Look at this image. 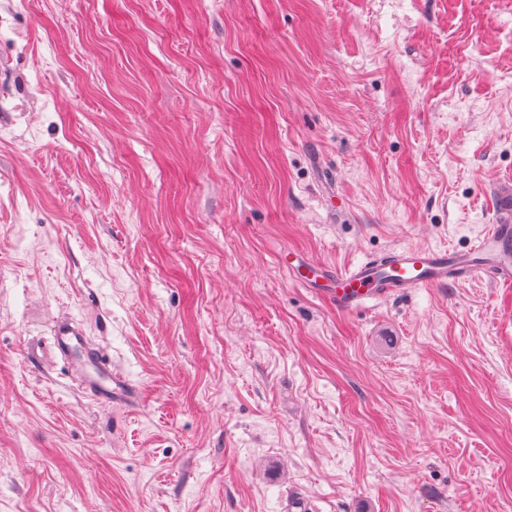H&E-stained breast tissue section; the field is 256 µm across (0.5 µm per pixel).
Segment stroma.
<instances>
[{
  "label": "stroma",
  "instance_id": "stroma-1",
  "mask_svg": "<svg viewBox=\"0 0 512 512\" xmlns=\"http://www.w3.org/2000/svg\"><path fill=\"white\" fill-rule=\"evenodd\" d=\"M511 193L512 0H0V512H512V287L345 312L277 262ZM54 347L66 358L72 359L74 352L82 353V364L76 370L82 388L92 397L101 402L128 397L125 380L112 373V365L105 359L101 349L90 342L80 322L71 318L58 320L54 325ZM96 379H102L108 385Z\"/></svg>",
  "mask_w": 512,
  "mask_h": 512
}]
</instances>
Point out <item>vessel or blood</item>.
I'll use <instances>...</instances> for the list:
<instances>
[{
	"label": "vessel or blood",
	"mask_w": 512,
	"mask_h": 512,
	"mask_svg": "<svg viewBox=\"0 0 512 512\" xmlns=\"http://www.w3.org/2000/svg\"><path fill=\"white\" fill-rule=\"evenodd\" d=\"M505 218L491 225L488 232L468 251L406 249L393 253L389 262L368 261L348 270H338L300 258L287 270L303 286L314 279L327 283L322 296L343 311H354L371 299H385L419 288L441 287L478 276L490 277L512 286V197L501 203ZM54 346L63 357L81 353L77 369L82 388L103 402L127 398L125 380L113 373L101 349L92 344L80 322L70 318L54 325Z\"/></svg>",
	"instance_id": "vessel-or-blood-1"
}]
</instances>
